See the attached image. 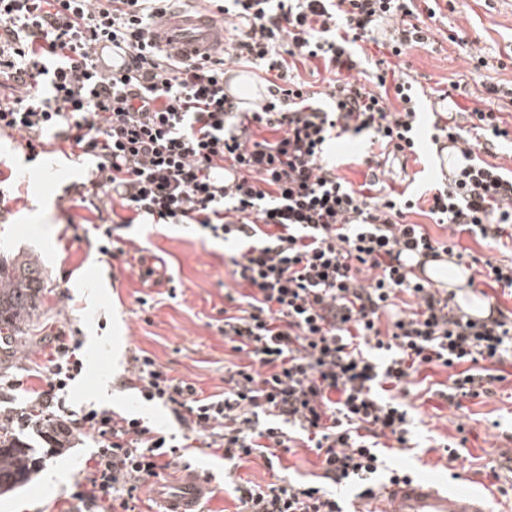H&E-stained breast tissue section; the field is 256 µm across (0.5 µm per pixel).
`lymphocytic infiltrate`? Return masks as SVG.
Instances as JSON below:
<instances>
[{"label":"lymphocytic infiltrate","mask_w":512,"mask_h":512,"mask_svg":"<svg viewBox=\"0 0 512 512\" xmlns=\"http://www.w3.org/2000/svg\"><path fill=\"white\" fill-rule=\"evenodd\" d=\"M235 33L230 48L178 55L160 37L171 0H0V133L19 134L28 160L50 140L93 162L76 185L81 206L123 217L72 225L73 240L93 238L100 255L128 256L136 224L196 226L232 243L227 259L241 293H225L218 327L232 352L224 390L203 395L169 376L146 354L133 356L119 385L167 408L176 436L109 408L72 410L65 395L84 363L78 339L56 333L29 416L56 426L63 442L93 441L76 498L84 512H135L151 479L179 465L204 439L224 459L315 450L330 488L277 476L235 483L237 512H345V491L373 492V475L408 480L388 469L384 441L408 448L413 435L411 377L421 366L450 369L449 406L493 395L496 367L512 357V311L493 305L471 319L455 292L421 283L401 265L403 252L438 253L448 243L406 216L416 196L378 178L381 157L418 151L421 92L403 74L377 68L362 83L363 45L387 19H399L386 44L405 55L428 40L413 23L414 0H230L217 5ZM124 46L125 73H100L93 47ZM243 60L274 74L262 100L241 107L224 92L226 64ZM322 62L329 89L310 90L289 76ZM469 127L435 122L432 142L448 140L459 160L435 187L429 214L451 232L501 243L512 227V171L477 157L478 137L512 142L500 110L473 108ZM367 135L380 155L354 162L369 179L355 185L326 152L332 140ZM229 164L240 180L210 181Z\"/></svg>","instance_id":"lymphocytic-infiltrate-1"}]
</instances>
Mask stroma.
<instances>
[{
	"mask_svg": "<svg viewBox=\"0 0 512 512\" xmlns=\"http://www.w3.org/2000/svg\"><path fill=\"white\" fill-rule=\"evenodd\" d=\"M437 16L430 20L431 42L405 56H388L385 49L367 44L369 61L387 59L390 67L416 79L424 91H448L457 105L472 110L485 87L512 86V0H437ZM482 49L488 65L473 70L469 56ZM433 112H426L424 138L418 161L406 168L390 167L386 182L396 191L419 195V212L410 222L425 225L436 239L450 236L427 214L429 201L422 194L440 175L436 150L428 140ZM20 135L0 137V170L11 168V199L0 211V256L24 254L40 263L45 275V297L36 330L17 346L14 357L0 360V376L19 379L23 389H0V415H21L27 402V387L38 386L46 364L47 341L58 331L76 336L82 346L85 370L71 384L68 402L72 408L94 404L141 415L168 430L175 424L166 409L142 405L134 391L120 389L117 378L126 374L134 355L147 352L172 377L193 383L204 394L222 392L225 364L246 363L247 358L225 347L212 326L224 306V290L233 287L224 264L223 243L201 237L179 226H135L131 234L141 250L134 267L117 277L103 274L104 264L93 242L72 239L68 217H81L85 208L63 211L53 186L62 176L79 181L88 164L61 152L27 161L20 148ZM154 274L142 280L140 270ZM176 288L177 299L166 296ZM148 305H141V298ZM505 379L488 398L466 399L461 409L448 406L435 391L447 383L443 367H422L416 380L422 393L415 401L414 432L417 448L392 450L387 464L405 466L449 486L486 495L495 512H512V464L505 458L512 450V364L503 367ZM465 427L468 441L452 465L442 461L443 444L457 438ZM93 451L85 439L44 457L32 480L24 487L0 496V512H80L74 499L76 484ZM188 462L192 470L214 478V494L206 512H236L231 490L224 487L225 473L256 484H267L271 473L262 459L234 464L193 449Z\"/></svg>",
	"mask_w": 512,
	"mask_h": 512,
	"instance_id": "obj_1",
	"label": "stroma"
}]
</instances>
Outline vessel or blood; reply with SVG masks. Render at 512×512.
<instances>
[{
  "label": "vessel or blood",
  "mask_w": 512,
  "mask_h": 512,
  "mask_svg": "<svg viewBox=\"0 0 512 512\" xmlns=\"http://www.w3.org/2000/svg\"><path fill=\"white\" fill-rule=\"evenodd\" d=\"M162 39L175 50L206 51L223 44L224 25L207 14L179 13L164 22ZM94 59L100 71L117 74L124 71L128 56L111 43L101 41L94 47ZM448 262L449 257L444 253L412 260L418 277L436 287L441 284L437 273L447 269ZM211 487L210 476L190 471L177 488L159 486L155 495L163 512H200L199 505ZM355 512H492V507L484 495L450 489L439 481L421 477L376 488L372 497L356 504Z\"/></svg>",
  "instance_id": "obj_1"
}]
</instances>
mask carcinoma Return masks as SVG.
I'll use <instances>...</instances> for the list:
<instances>
[{
  "instance_id": "1",
  "label": "carcinoma",
  "mask_w": 512,
  "mask_h": 512,
  "mask_svg": "<svg viewBox=\"0 0 512 512\" xmlns=\"http://www.w3.org/2000/svg\"><path fill=\"white\" fill-rule=\"evenodd\" d=\"M45 292L41 265L27 257L0 259V339L17 343L30 330ZM35 448L9 422L0 421V495L26 485L35 470Z\"/></svg>"
}]
</instances>
